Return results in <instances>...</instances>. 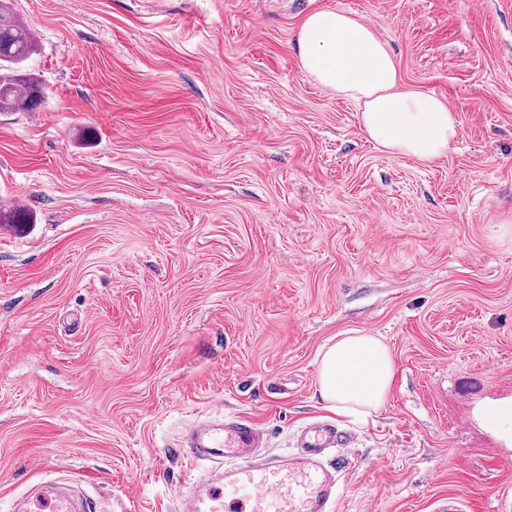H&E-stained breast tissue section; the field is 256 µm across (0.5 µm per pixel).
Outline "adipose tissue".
Here are the masks:
<instances>
[{
    "label": "adipose tissue",
    "mask_w": 512,
    "mask_h": 512,
    "mask_svg": "<svg viewBox=\"0 0 512 512\" xmlns=\"http://www.w3.org/2000/svg\"><path fill=\"white\" fill-rule=\"evenodd\" d=\"M295 41L301 69L357 103L371 140L422 161L447 153L458 134L452 112L442 99L402 85L393 56L367 23L325 7L303 19ZM393 372L380 339L351 332L323 350L319 393L336 413L367 416L385 403Z\"/></svg>",
    "instance_id": "obj_1"
}]
</instances>
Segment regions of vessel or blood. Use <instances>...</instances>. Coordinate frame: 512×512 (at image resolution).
I'll use <instances>...</instances> for the list:
<instances>
[{
    "label": "vessel or blood",
    "instance_id": "obj_1",
    "mask_svg": "<svg viewBox=\"0 0 512 512\" xmlns=\"http://www.w3.org/2000/svg\"><path fill=\"white\" fill-rule=\"evenodd\" d=\"M264 431L241 416L194 422L186 430L180 453L187 460H209L218 470L203 477L185 495L183 512H227L241 491H249L248 512H335L338 469L328 451L343 452L356 437L331 421L302 427L295 449L278 462L259 460ZM90 502L76 490L60 491L53 512H89Z\"/></svg>",
    "mask_w": 512,
    "mask_h": 512
}]
</instances>
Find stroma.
<instances>
[{"label":"stroma","mask_w":512,"mask_h":512,"mask_svg":"<svg viewBox=\"0 0 512 512\" xmlns=\"http://www.w3.org/2000/svg\"><path fill=\"white\" fill-rule=\"evenodd\" d=\"M44 100L0 112V512L79 483L95 512H177L176 442L213 414L272 454L357 435L337 512H499L512 496V0H12ZM368 23L444 100L447 155L387 151L306 75L295 33ZM389 348L383 408L336 416L319 353Z\"/></svg>","instance_id":"1"}]
</instances>
